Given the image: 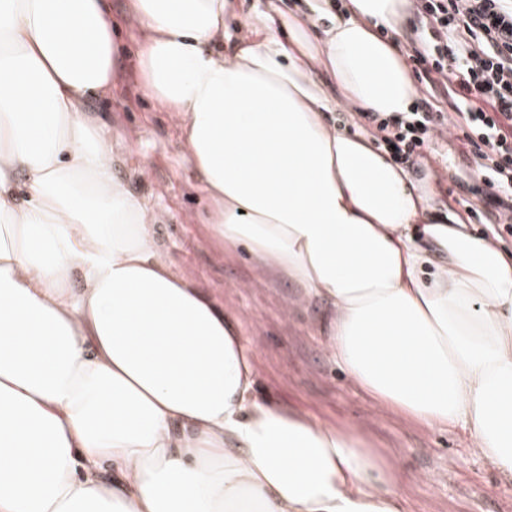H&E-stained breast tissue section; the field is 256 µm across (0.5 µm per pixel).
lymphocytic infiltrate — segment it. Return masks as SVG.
I'll use <instances>...</instances> for the list:
<instances>
[{"instance_id": "obj_1", "label": "lymphocytic infiltrate", "mask_w": 512, "mask_h": 512, "mask_svg": "<svg viewBox=\"0 0 512 512\" xmlns=\"http://www.w3.org/2000/svg\"><path fill=\"white\" fill-rule=\"evenodd\" d=\"M416 16L423 31L410 39L409 59L425 97L410 112L360 118L406 160L461 115L482 182L469 211L483 224H512V0H416Z\"/></svg>"}]
</instances>
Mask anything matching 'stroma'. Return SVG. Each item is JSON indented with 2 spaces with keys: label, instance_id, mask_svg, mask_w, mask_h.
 Here are the masks:
<instances>
[{
  "label": "stroma",
  "instance_id": "35a3bbf8",
  "mask_svg": "<svg viewBox=\"0 0 512 512\" xmlns=\"http://www.w3.org/2000/svg\"><path fill=\"white\" fill-rule=\"evenodd\" d=\"M127 8V0H112L113 17L125 21L119 78L110 99L91 105L112 127L131 134L112 147L113 173L154 209L168 212L155 229L164 254L239 323L253 353L258 395L322 422L363 428L395 455L408 512H512V480L470 452L463 427L425 428L378 409L343 376L326 348L322 304L298 303L301 289L287 276L256 282L247 253L226 252L213 237L205 223L207 200L185 158L178 126L140 91L134 68L139 32ZM467 152L463 140L451 137L435 140L430 158H418L436 179L435 206L448 205L455 177L468 170Z\"/></svg>",
  "mask_w": 512,
  "mask_h": 512
}]
</instances>
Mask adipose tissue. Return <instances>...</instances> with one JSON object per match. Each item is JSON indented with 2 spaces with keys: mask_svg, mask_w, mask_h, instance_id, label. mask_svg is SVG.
<instances>
[{
  "mask_svg": "<svg viewBox=\"0 0 512 512\" xmlns=\"http://www.w3.org/2000/svg\"><path fill=\"white\" fill-rule=\"evenodd\" d=\"M343 8L313 37L271 4L238 38L233 0H130L140 90L176 119L214 237L324 305L346 378L402 420L463 426L512 477V254L326 124L419 95L380 35L406 0ZM119 34L109 0H0V512H406L363 430L258 397L237 322L114 177L87 103L112 94Z\"/></svg>",
  "mask_w": 512,
  "mask_h": 512,
  "instance_id": "1",
  "label": "adipose tissue"
}]
</instances>
